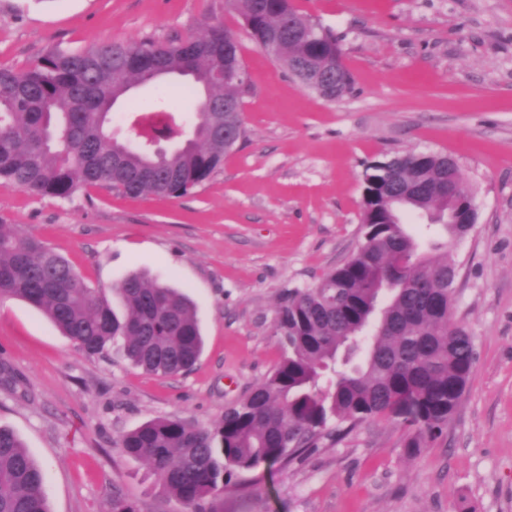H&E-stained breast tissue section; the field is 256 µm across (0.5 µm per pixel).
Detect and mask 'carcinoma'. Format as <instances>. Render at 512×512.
Here are the masks:
<instances>
[{"instance_id": "cac0c4a2", "label": "carcinoma", "mask_w": 512, "mask_h": 512, "mask_svg": "<svg viewBox=\"0 0 512 512\" xmlns=\"http://www.w3.org/2000/svg\"><path fill=\"white\" fill-rule=\"evenodd\" d=\"M253 43L297 74L314 62L337 77L336 98L352 92L339 37L300 14L291 0H231ZM240 58L222 24L178 44L134 41L84 51L54 50L25 70L0 69V180L31 195L69 199L80 188L130 197L177 198L224 163L213 100L242 103L248 88L224 69V47ZM189 77L201 88L191 135L147 155L110 128L112 102L143 82L145 69ZM448 156L410 152L376 159L362 177L359 250L313 285L292 288L277 309L282 349L274 370L224 416L202 427L179 418L147 421L120 448L145 462L185 512H222L224 488L262 465L282 467L319 447L327 429L370 420L414 429L411 454L441 437L476 372L473 336L451 321L448 296L458 265L451 248L473 230L477 211L458 203L461 221L443 222L451 180ZM405 203L440 228L418 240L397 210ZM113 292L123 315L40 238L0 224V297L41 310L88 356L117 336L144 371L176 375L199 358L203 340L193 302L176 288L133 272ZM46 470L21 438L0 426V512H50Z\"/></svg>"}]
</instances>
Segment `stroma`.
Listing matches in <instances>:
<instances>
[{
	"mask_svg": "<svg viewBox=\"0 0 512 512\" xmlns=\"http://www.w3.org/2000/svg\"><path fill=\"white\" fill-rule=\"evenodd\" d=\"M341 39L352 93L329 102L258 49L225 0H0V68L52 50L131 40L179 43L230 28L250 90L244 135L209 180L179 198L79 189L34 197L0 182V224L37 235L111 308L140 272L185 292L204 346L173 376L132 366L122 340L83 354L37 308L0 300V426L47 471L51 512H137L179 504L119 439L143 422L220 420L277 365V307L362 243L367 162L409 152L454 158L478 213L454 246L453 322L473 337L476 372L442 437L408 455L397 421L324 439L303 461L261 467L224 512H512V0H292ZM187 81L129 92L112 127L133 135L128 103L193 111Z\"/></svg>",
	"mask_w": 512,
	"mask_h": 512,
	"instance_id": "stroma-1",
	"label": "stroma"
}]
</instances>
